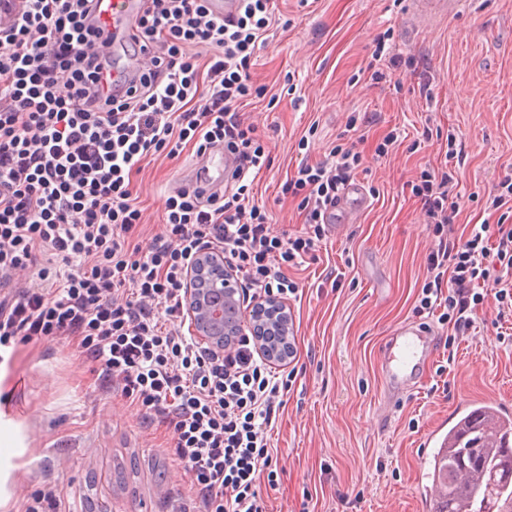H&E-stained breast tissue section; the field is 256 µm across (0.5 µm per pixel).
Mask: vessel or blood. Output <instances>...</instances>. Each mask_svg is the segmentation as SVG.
<instances>
[{
  "mask_svg": "<svg viewBox=\"0 0 512 512\" xmlns=\"http://www.w3.org/2000/svg\"><path fill=\"white\" fill-rule=\"evenodd\" d=\"M466 0H408L411 20L434 19L461 11ZM142 0H98L95 19L99 26L129 37ZM370 205V197L360 181L346 184L335 206L327 212V221L336 233H343ZM433 343L431 331L409 322L398 326L377 352L382 377L389 388L406 391L416 385L420 371L428 363Z\"/></svg>",
  "mask_w": 512,
  "mask_h": 512,
  "instance_id": "vessel-or-blood-1",
  "label": "vessel or blood"
}]
</instances>
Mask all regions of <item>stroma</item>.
<instances>
[{"instance_id":"obj_1","label":"stroma","mask_w":512,"mask_h":512,"mask_svg":"<svg viewBox=\"0 0 512 512\" xmlns=\"http://www.w3.org/2000/svg\"><path fill=\"white\" fill-rule=\"evenodd\" d=\"M468 2L463 14L418 29L405 0H276L283 25L253 69L264 92L240 107L270 158L252 183L256 203L274 232L300 230L304 215L281 187L300 162L326 160L353 114L370 120L357 179L377 194L294 274L299 292L287 306L296 379L270 439L279 480L270 512H350L347 497L356 501L351 512H429L418 492L422 433L465 401L512 406V345L499 344L486 306L455 350L439 347L391 417L380 415L387 394L376 352L398 325L415 321L434 245L412 184L439 166L456 135L461 228L490 220L497 185L512 176V0ZM383 35L418 62L397 70L393 86L370 79ZM424 75L429 101L419 94ZM392 131L395 147L377 155ZM220 154L188 147L134 175L141 251L163 233L168 197ZM173 446L171 431L145 427L139 407L102 387L76 343L48 337L0 350V512H23L53 484L71 512H169V498L189 484Z\"/></svg>"}]
</instances>
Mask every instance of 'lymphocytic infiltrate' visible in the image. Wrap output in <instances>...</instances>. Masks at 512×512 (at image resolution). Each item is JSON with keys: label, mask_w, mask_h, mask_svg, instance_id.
Here are the masks:
<instances>
[{"label": "lymphocytic infiltrate", "mask_w": 512, "mask_h": 512, "mask_svg": "<svg viewBox=\"0 0 512 512\" xmlns=\"http://www.w3.org/2000/svg\"><path fill=\"white\" fill-rule=\"evenodd\" d=\"M144 2L124 48L132 64L121 68L109 51L115 34L92 22L93 0H0V345L77 337L147 425L172 431L196 512H268L263 491L278 484L270 433L292 380L274 373L253 336L218 355L179 330L187 267L216 243L253 314L263 313V298L297 295L288 272L315 259L324 212L363 156L342 141L325 161L300 163L283 191L299 198L304 226L274 234L247 185L268 157L239 113L276 22L272 0H242L229 22L212 15L209 0ZM189 145L231 154L234 187L177 191L149 254L128 249L142 217L133 175L148 157ZM456 156L449 148L412 187L438 240L414 311L450 326L451 345L484 303L512 320V179L493 197L496 223L457 233ZM55 261L68 271L52 288ZM33 265L36 280L8 293L10 278Z\"/></svg>", "instance_id": "1"}]
</instances>
